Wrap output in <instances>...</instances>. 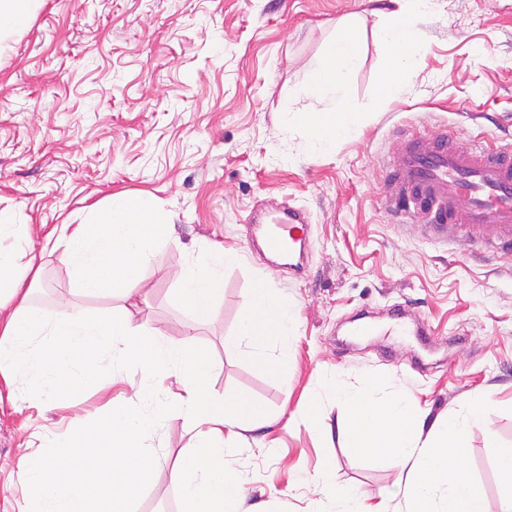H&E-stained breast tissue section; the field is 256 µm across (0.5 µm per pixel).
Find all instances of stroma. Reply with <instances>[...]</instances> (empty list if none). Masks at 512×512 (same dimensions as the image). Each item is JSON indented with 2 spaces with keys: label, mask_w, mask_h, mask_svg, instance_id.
I'll list each match as a JSON object with an SVG mask.
<instances>
[{
  "label": "stroma",
  "mask_w": 512,
  "mask_h": 512,
  "mask_svg": "<svg viewBox=\"0 0 512 512\" xmlns=\"http://www.w3.org/2000/svg\"><path fill=\"white\" fill-rule=\"evenodd\" d=\"M388 0H40L23 31L0 50V213L29 224L42 268L36 304L53 313L76 300L98 317L119 297L73 296L60 252L45 235L79 223L84 208L115 193L159 208L170 235L131 308L173 342L191 316L174 295V273L189 249L220 245L241 260L224 271L223 290L195 338L223 370L216 395H246L267 414L297 413L316 400L313 420L249 433L228 459L239 493L260 512H330L314 479L331 469L339 485L370 502L399 504V470L358 460L344 446V407L322 386L378 372L404 388L427 420L446 415L471 392L493 396L482 427L466 441L486 512H499V460L512 450V258H492L458 237H424L400 224L383 194L398 132L512 149V0H438L412 12L420 51L397 80L386 73L377 39ZM352 25L360 64L349 77L356 130L333 152L308 148L309 131L282 113L318 112L305 94L313 70L344 25ZM304 210L312 241L302 270L276 269L249 225L285 205ZM266 279L299 310L279 373L225 349L253 288ZM406 306L435 331L356 338L344 328L363 310L385 322ZM96 385L64 408L26 387L0 397V512H19L18 475L38 433L68 431L107 417ZM193 428L171 412L152 444L160 465L133 512H178L168 473L185 459Z\"/></svg>",
  "instance_id": "obj_1"
}]
</instances>
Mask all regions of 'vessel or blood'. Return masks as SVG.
I'll list each match as a JSON object with an SVG mask.
<instances>
[{"label":"vessel or blood","instance_id":"obj_1","mask_svg":"<svg viewBox=\"0 0 512 512\" xmlns=\"http://www.w3.org/2000/svg\"><path fill=\"white\" fill-rule=\"evenodd\" d=\"M386 172L385 190L401 219L436 236L453 227L490 253L512 254L511 150L402 134ZM272 221L298 239L308 235L301 209H282Z\"/></svg>","mask_w":512,"mask_h":512}]
</instances>
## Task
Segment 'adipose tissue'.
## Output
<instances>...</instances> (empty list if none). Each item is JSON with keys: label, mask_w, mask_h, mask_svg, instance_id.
Wrapping results in <instances>:
<instances>
[{"label": "adipose tissue", "mask_w": 512, "mask_h": 512, "mask_svg": "<svg viewBox=\"0 0 512 512\" xmlns=\"http://www.w3.org/2000/svg\"><path fill=\"white\" fill-rule=\"evenodd\" d=\"M389 2L378 38L388 51L389 69L399 71L418 53L406 13L428 10L431 0ZM359 60L353 33L342 29L306 86L325 105L304 117L311 149L332 151L337 135L355 131L349 75ZM167 227L164 216L144 198L115 194L89 207L81 223L64 224L48 234L44 246L52 250L65 243V261L78 293L118 291L132 301L154 267ZM240 260L239 253L221 247L191 252L178 276V302L195 314L206 312L222 290L225 269ZM40 275L26 225L0 214V380L11 390L26 384L56 406L66 401L62 385L81 380L94 368L107 366L116 382L129 370L138 371L135 402L113 407V436L135 437L142 474L150 476L158 464L150 441L163 427L169 407H176L194 430L185 462L169 471L181 512H243L237 493L241 476L225 460L261 419L245 397L214 394L211 379L219 365L197 344L171 342L148 323L133 322L125 311L105 319L74 306L42 313L30 304ZM296 325L292 303L264 300L241 318L228 346L250 354L263 367L279 368ZM41 446L26 462L22 479L30 491L20 512H73L82 466L72 451V435L46 436ZM99 480L111 489L102 512H130L137 491L123 481L122 460L113 458Z\"/></svg>", "instance_id": "1"}]
</instances>
